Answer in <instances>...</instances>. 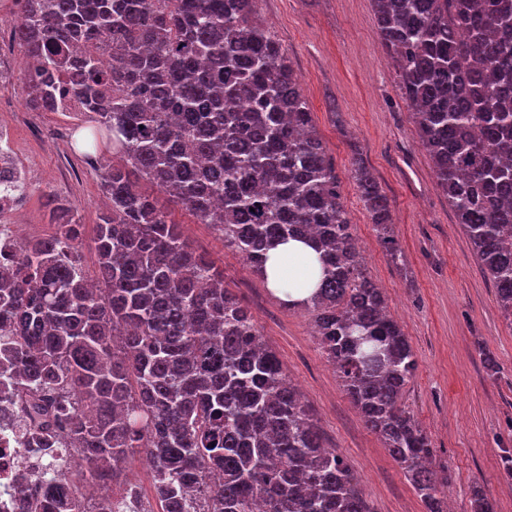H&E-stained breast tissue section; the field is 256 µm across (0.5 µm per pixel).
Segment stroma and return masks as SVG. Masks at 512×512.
Masks as SVG:
<instances>
[{
    "instance_id": "obj_1",
    "label": "stroma",
    "mask_w": 512,
    "mask_h": 512,
    "mask_svg": "<svg viewBox=\"0 0 512 512\" xmlns=\"http://www.w3.org/2000/svg\"><path fill=\"white\" fill-rule=\"evenodd\" d=\"M259 16L299 77L316 131L342 183L343 205L367 271L382 288L417 358L403 402L426 432L436 467L450 477L452 512H471L480 487L494 512H512V477L501 451L512 448V323L498 309L455 222L419 137L411 109L376 31L371 0H259ZM23 55L0 26V127L32 173L25 236L53 227L43 191L56 192L94 228L105 195L83 158L90 133L73 112H34L24 102ZM362 162L390 204L404 261L389 262L352 176ZM189 244L224 269V283L248 306L285 373L298 386L326 447L360 479L372 512H426L403 471L364 424L315 337L309 314L285 307L263 279L204 224H183ZM491 356L496 371H487Z\"/></svg>"
}]
</instances>
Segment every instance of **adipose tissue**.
I'll return each instance as SVG.
<instances>
[{
  "instance_id": "ef3b65f1",
  "label": "adipose tissue",
  "mask_w": 512,
  "mask_h": 512,
  "mask_svg": "<svg viewBox=\"0 0 512 512\" xmlns=\"http://www.w3.org/2000/svg\"><path fill=\"white\" fill-rule=\"evenodd\" d=\"M265 267L267 287L286 303L309 297L322 273L318 254L312 245L294 239L270 249Z\"/></svg>"
}]
</instances>
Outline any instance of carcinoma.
<instances>
[{
  "instance_id": "1",
  "label": "carcinoma",
  "mask_w": 512,
  "mask_h": 512,
  "mask_svg": "<svg viewBox=\"0 0 512 512\" xmlns=\"http://www.w3.org/2000/svg\"><path fill=\"white\" fill-rule=\"evenodd\" d=\"M3 18L35 77L27 108L74 95L107 134L109 203L86 226L46 195V238L0 247V379L21 427L55 437L107 486L143 453L161 512H371L348 461L324 447L224 271L134 177L208 224L260 276L267 252L308 238L323 277L298 303L366 425L427 512L447 483L402 405L416 355L365 268L341 181L298 76L258 0H17ZM377 31L422 147L512 322V0H372ZM387 256L390 206L353 169ZM60 473L27 512H108Z\"/></svg>"
}]
</instances>
